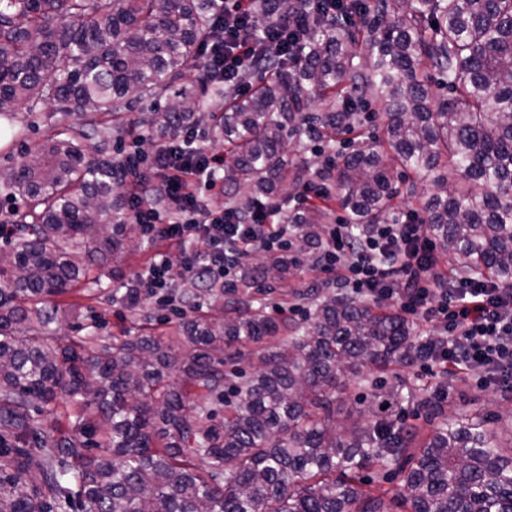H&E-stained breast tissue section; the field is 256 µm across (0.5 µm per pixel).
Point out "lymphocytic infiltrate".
I'll list each match as a JSON object with an SVG mask.
<instances>
[{
	"label": "lymphocytic infiltrate",
	"mask_w": 512,
	"mask_h": 512,
	"mask_svg": "<svg viewBox=\"0 0 512 512\" xmlns=\"http://www.w3.org/2000/svg\"><path fill=\"white\" fill-rule=\"evenodd\" d=\"M254 0H219L200 65L212 82L244 92L252 74L278 67L290 33L308 27L306 11L266 16L256 39L249 16ZM198 130L173 128L149 155L132 151L122 166L136 171L124 211L149 259L129 285L136 299L155 300L175 317L185 308L169 288L178 278L198 284L219 278L234 283L247 260L265 253L291 258L293 225L277 204L256 201L246 213L213 205L224 191V156L189 152ZM316 267L337 275L354 294L372 303L392 302L431 344L417 359L428 375H446L478 388H512V289L488 280L457 277L444 267L422 219L414 213L391 224H370L355 233L349 224H328L317 247Z\"/></svg>",
	"instance_id": "f902f5d3"
}]
</instances>
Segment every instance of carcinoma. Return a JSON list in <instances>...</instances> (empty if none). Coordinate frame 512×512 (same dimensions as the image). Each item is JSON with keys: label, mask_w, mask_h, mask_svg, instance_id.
<instances>
[{"label": "carcinoma", "mask_w": 512, "mask_h": 512, "mask_svg": "<svg viewBox=\"0 0 512 512\" xmlns=\"http://www.w3.org/2000/svg\"><path fill=\"white\" fill-rule=\"evenodd\" d=\"M213 2L0 0V148L21 154L0 169V194L21 201L14 223L26 233L0 250V512H384L364 490L370 468L404 473L402 512H512V448L487 418L425 400L431 430L412 448L415 433L389 420L407 397L398 384L372 387L356 422H336L341 379L363 384L368 371L414 363L419 336L391 305L340 292H305L301 322L269 315L255 294L288 277L272 259L233 286L210 284L208 310L163 337L129 336L116 352L88 336L47 342L53 324L78 318L58 298L100 282L133 240L121 222L122 174L102 155L146 101L149 115L129 122L142 141L184 124L224 141L225 204L235 210L331 182L286 215L301 225V259L331 203L352 224H378L414 173L434 188L422 211L437 251L461 277L512 288V0H350L370 18L363 52L341 17L317 20L294 38L288 66L258 72L246 96L199 70ZM426 64L447 97L431 100ZM314 94L326 105L312 116ZM365 97L385 106L383 150L346 152ZM217 98L220 116L210 111ZM48 105L62 118L41 140L17 142L18 113ZM70 115L87 121L75 127ZM305 124L336 150L334 165L291 171L288 138ZM253 353L259 366L232 380L225 363ZM45 410L61 411L68 429L34 430Z\"/></svg>", "instance_id": "carcinoma-1"}]
</instances>
